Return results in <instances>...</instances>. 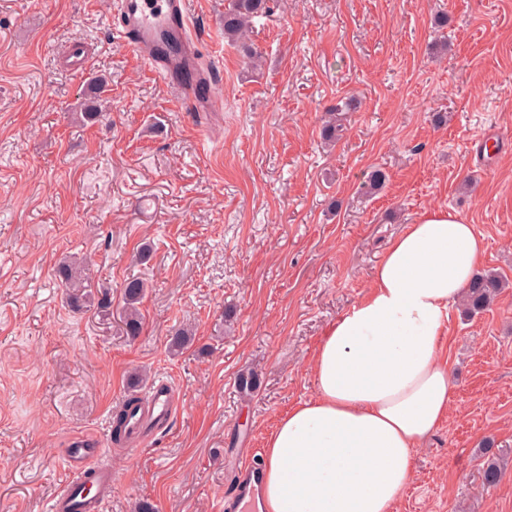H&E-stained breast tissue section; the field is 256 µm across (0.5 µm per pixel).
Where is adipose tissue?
Returning a JSON list of instances; mask_svg holds the SVG:
<instances>
[{
  "label": "adipose tissue",
  "mask_w": 512,
  "mask_h": 512,
  "mask_svg": "<svg viewBox=\"0 0 512 512\" xmlns=\"http://www.w3.org/2000/svg\"><path fill=\"white\" fill-rule=\"evenodd\" d=\"M483 250L473 225L445 209L391 241L315 352V397L267 441L259 512H394L414 450L455 402L439 341Z\"/></svg>",
  "instance_id": "1"
}]
</instances>
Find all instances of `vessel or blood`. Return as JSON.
Masks as SVG:
<instances>
[{
    "label": "vessel or blood",
    "instance_id": "vessel-or-blood-1",
    "mask_svg": "<svg viewBox=\"0 0 512 512\" xmlns=\"http://www.w3.org/2000/svg\"><path fill=\"white\" fill-rule=\"evenodd\" d=\"M113 21L122 31L125 46L173 88L177 106L196 112L210 105L215 81L212 73L196 67L195 41L187 33L186 0H119ZM177 410L172 384L159 380L141 396L138 409L128 418L127 449L136 450L149 432L167 430ZM63 460L69 476L49 498L46 512H104L112 495V470L100 448L77 438L66 448ZM261 484L259 465L252 460L243 463L233 491L224 497V512H248Z\"/></svg>",
    "mask_w": 512,
    "mask_h": 512
}]
</instances>
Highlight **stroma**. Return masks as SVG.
Here are the masks:
<instances>
[{"instance_id": "stroma-1", "label": "stroma", "mask_w": 512, "mask_h": 512, "mask_svg": "<svg viewBox=\"0 0 512 512\" xmlns=\"http://www.w3.org/2000/svg\"><path fill=\"white\" fill-rule=\"evenodd\" d=\"M187 2L213 112L177 108L111 26L115 0H0V512H46L64 448L105 440L136 371L171 382L179 413L137 451L108 447V512H222L238 463L263 462L279 418L315 396L327 327L424 211L473 224L480 270L512 282V0H274L248 33L257 68L224 37L225 0ZM75 40L93 58L81 75ZM96 80L109 108L84 125ZM376 168L388 180L365 194ZM71 255L108 313L66 304L54 270ZM131 277L149 284L133 338ZM183 328L193 342L170 355ZM440 349L455 406L395 512H512V285L472 318L453 304ZM489 440L506 464L491 487ZM147 283L133 277L125 281L121 290L122 314L127 336H139L142 329L140 304L146 294Z\"/></svg>"}]
</instances>
